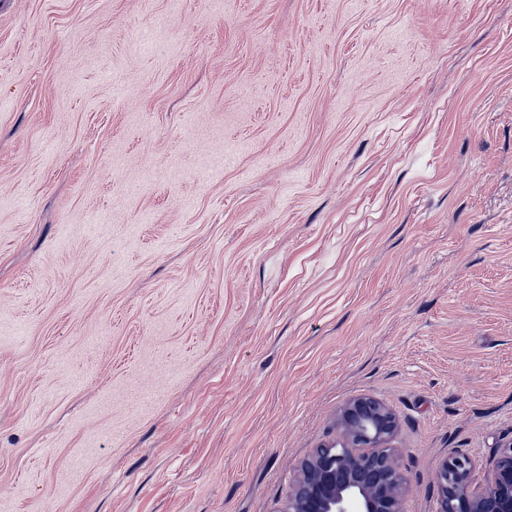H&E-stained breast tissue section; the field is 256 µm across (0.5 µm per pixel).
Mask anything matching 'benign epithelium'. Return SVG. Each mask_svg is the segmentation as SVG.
Instances as JSON below:
<instances>
[{
    "label": "benign epithelium",
    "instance_id": "obj_1",
    "mask_svg": "<svg viewBox=\"0 0 512 512\" xmlns=\"http://www.w3.org/2000/svg\"><path fill=\"white\" fill-rule=\"evenodd\" d=\"M340 449L315 451L300 467L286 512H402L406 482L391 441L395 413L371 397L349 400L337 418ZM473 462L451 453L435 474L438 512H512V441L489 462L485 483L473 485Z\"/></svg>",
    "mask_w": 512,
    "mask_h": 512
}]
</instances>
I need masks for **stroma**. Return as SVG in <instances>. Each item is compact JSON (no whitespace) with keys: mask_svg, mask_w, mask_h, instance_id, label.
<instances>
[{"mask_svg":"<svg viewBox=\"0 0 512 512\" xmlns=\"http://www.w3.org/2000/svg\"><path fill=\"white\" fill-rule=\"evenodd\" d=\"M359 396L405 512L512 439V0H0V512H282Z\"/></svg>","mask_w":512,"mask_h":512,"instance_id":"stroma-1","label":"stroma"}]
</instances>
